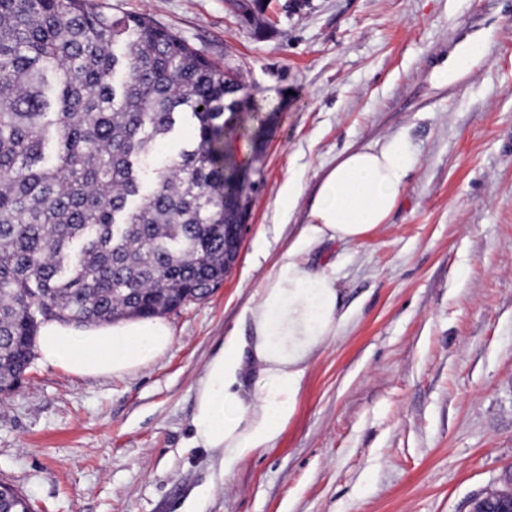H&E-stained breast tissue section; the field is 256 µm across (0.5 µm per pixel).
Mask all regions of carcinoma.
<instances>
[{
	"mask_svg": "<svg viewBox=\"0 0 512 512\" xmlns=\"http://www.w3.org/2000/svg\"><path fill=\"white\" fill-rule=\"evenodd\" d=\"M146 14L93 0H0V385L27 372L40 325L153 318L224 281L240 222L233 143L268 114ZM232 107H227V104ZM195 130L171 158L160 147Z\"/></svg>",
	"mask_w": 512,
	"mask_h": 512,
	"instance_id": "1",
	"label": "carcinoma"
}]
</instances>
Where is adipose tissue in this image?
Returning a JSON list of instances; mask_svg holds the SVG:
<instances>
[{
  "mask_svg": "<svg viewBox=\"0 0 512 512\" xmlns=\"http://www.w3.org/2000/svg\"><path fill=\"white\" fill-rule=\"evenodd\" d=\"M412 167L396 137L345 153L321 180L308 222L243 308L240 329L225 335L198 383L193 440L217 451L220 466L274 447L314 361L348 320L340 310L335 268L311 267L309 254L325 242L355 243L386 223ZM173 341L170 326L158 318L101 326L50 320L37 336L41 362L77 376L137 372Z\"/></svg>",
  "mask_w": 512,
  "mask_h": 512,
  "instance_id": "obj_1",
  "label": "adipose tissue"
}]
</instances>
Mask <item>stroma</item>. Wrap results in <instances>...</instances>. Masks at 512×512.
<instances>
[{
  "mask_svg": "<svg viewBox=\"0 0 512 512\" xmlns=\"http://www.w3.org/2000/svg\"><path fill=\"white\" fill-rule=\"evenodd\" d=\"M144 13L277 122L238 261L164 319L172 348L122 377L33 360L0 394V482L31 512H470L512 468V0H97ZM485 53L461 77L453 53ZM403 137L416 163L385 224L326 242L343 331L273 448L219 477L190 447L196 385L350 149ZM299 199L288 206L287 186Z\"/></svg>",
  "mask_w": 512,
  "mask_h": 512,
  "instance_id": "35a3bbf8",
  "label": "stroma"
}]
</instances>
